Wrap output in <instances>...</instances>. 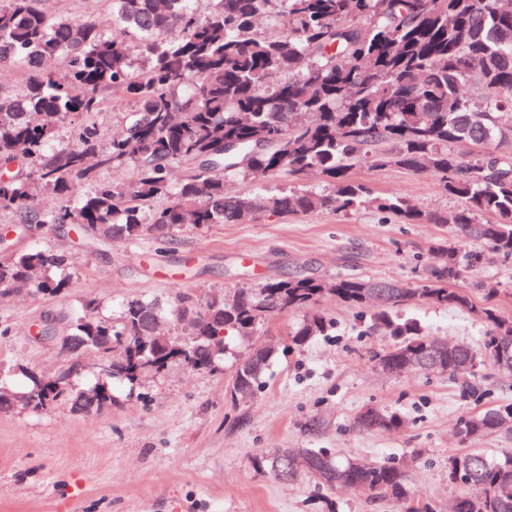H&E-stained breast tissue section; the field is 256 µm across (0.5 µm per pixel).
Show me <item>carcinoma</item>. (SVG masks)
Here are the masks:
<instances>
[{"mask_svg":"<svg viewBox=\"0 0 512 512\" xmlns=\"http://www.w3.org/2000/svg\"><path fill=\"white\" fill-rule=\"evenodd\" d=\"M107 19L73 22L47 12L42 0H0V69L35 71L26 87L0 104V166L12 167L0 182V211L26 224H69L101 242L173 238L186 223L237 224L266 213L343 212L369 201L409 224H450L466 240L512 258V7L504 0H211L202 14L198 0H110ZM123 29L116 43L106 28ZM47 56H59L64 74L40 72ZM131 105L126 131L106 137L94 117L104 94ZM81 116L75 137L55 146L61 120ZM495 141L502 152L464 155ZM396 165L442 179L460 206L425 213L400 198L374 197L348 179L359 161ZM192 162L174 185L169 170ZM133 168L121 186L99 172ZM311 170L327 191L282 188L265 194H224V175L247 178L254 171L297 177ZM88 190L75 194V185ZM62 200L41 209L37 197ZM496 221L484 223L481 218ZM481 251L439 248L428 284L410 288L397 281L341 277L328 286L310 276L271 279L260 288L214 296L202 305L183 297L170 315L192 328L190 339L167 338L150 351L140 337L152 336L164 308L157 299H136L116 319L89 314L85 304L69 325L63 347L112 356V376L95 384L92 396L58 377L48 395L45 376L20 369L30 385L27 409L51 408L56 396L82 411L101 409L99 394L112 401V383L134 390L137 367L153 365L176 349L181 363L213 371L209 345L232 332L250 336L266 319L313 307L327 293L373 311V326L396 338L378 357L389 373L403 370L407 356L430 346L423 327L401 322L392 310L407 302L474 311L489 328L481 347L459 344L446 363L450 375L496 364L497 343L512 337V321L493 299L497 288L481 284L482 303L454 284L478 264ZM69 256L34 246L0 259V288L27 283L36 295H57L70 280ZM330 321L309 314L288 346L299 348L327 331ZM274 350L248 354L236 367L232 388L255 394ZM512 417V403L470 414L462 442L497 431ZM401 419L379 412L363 430L396 428ZM323 473L326 489L343 486L420 512L409 496V475L400 465L342 464L326 448H307ZM448 480L469 493L459 512H512V456L490 459L479 450L455 456Z\"/></svg>","mask_w":512,"mask_h":512,"instance_id":"obj_1","label":"carcinoma"}]
</instances>
